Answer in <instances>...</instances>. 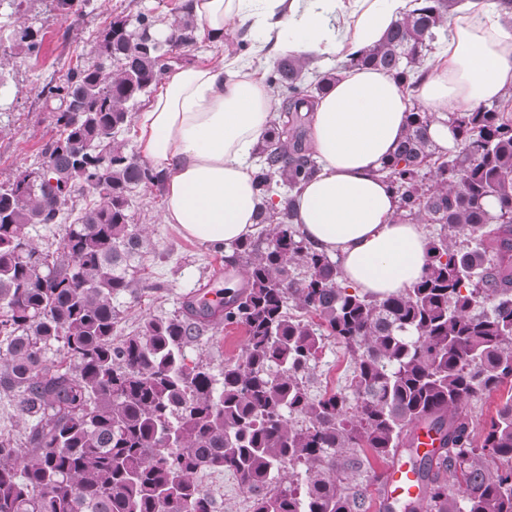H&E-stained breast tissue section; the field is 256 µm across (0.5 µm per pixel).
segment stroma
<instances>
[{"instance_id": "1", "label": "stroma", "mask_w": 512, "mask_h": 512, "mask_svg": "<svg viewBox=\"0 0 512 512\" xmlns=\"http://www.w3.org/2000/svg\"><path fill=\"white\" fill-rule=\"evenodd\" d=\"M182 0H92L84 15L60 16L54 0H26L15 8L12 0H0V36L32 27L45 35L39 60L23 51L0 61V183L13 180L23 171L36 168L41 151L55 133L54 100L42 90L57 84L76 57L89 56L97 31L118 13L153 15L159 25L173 23ZM163 188L155 185L135 191L133 222L149 240L156 259H145L140 274L152 282L153 290L138 299L120 295L112 304L120 314L119 336L133 335L145 318L176 315L185 297L214 299L227 279L238 278L244 264L224 252L214 251L185 238L177 225L160 221ZM245 335L241 327L220 326L208 330L189 352L193 359L223 366L241 353ZM351 359L343 347L330 345L321 355L312 383V393L344 385ZM197 482L211 494L220 512H248L250 499L228 473H199Z\"/></svg>"}]
</instances>
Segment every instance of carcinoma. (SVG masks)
I'll list each match as a JSON object with an SVG mask.
<instances>
[{"mask_svg": "<svg viewBox=\"0 0 512 512\" xmlns=\"http://www.w3.org/2000/svg\"><path fill=\"white\" fill-rule=\"evenodd\" d=\"M456 0H424L379 44L345 66L392 74L407 88ZM90 0H57L66 18ZM160 33L117 14L96 38L91 64L76 63L47 89L55 134L39 177L0 183V393L26 425L24 444L0 433V512H217L198 489L201 470L229 471L252 512H371L370 461L411 452L422 493L402 512H512V387L479 428L469 399L512 384V109L448 114L457 144L441 154L415 104L383 172L402 216L438 226L422 279L370 299L341 285L340 269L295 227L298 185L317 173L306 123L330 78L288 55L267 82L281 99L258 149L264 200L259 240L234 246L246 283L217 304L191 297L170 318L144 320L113 339L112 299L152 287L131 271L149 243L131 222L133 190L160 175L125 151L129 105L157 86L174 50L196 44L187 11ZM0 42L37 58L40 32ZM95 198L66 212L76 190ZM495 199L494 214L484 202ZM64 225L60 253L33 232ZM243 328L241 355L219 375L187 355L210 326ZM354 361L346 385L312 395L326 342ZM423 425L439 447L414 454ZM288 469V485L277 473Z\"/></svg>", "mask_w": 512, "mask_h": 512, "instance_id": "carcinoma-1", "label": "carcinoma"}]
</instances>
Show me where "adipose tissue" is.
I'll return each mask as SVG.
<instances>
[{
	"label": "adipose tissue",
	"mask_w": 512,
	"mask_h": 512,
	"mask_svg": "<svg viewBox=\"0 0 512 512\" xmlns=\"http://www.w3.org/2000/svg\"><path fill=\"white\" fill-rule=\"evenodd\" d=\"M201 40L251 38L249 57L166 72L134 117L142 157L162 176V221L197 244L231 250L254 234L262 198L255 153L278 101L265 69L279 55L348 59L381 42L415 0H190ZM512 95V10L457 0L447 38L414 88L369 67L339 70L311 114L308 148L318 171L296 193V227L339 262L343 285L381 298L424 275L429 242L401 218L382 175L402 140L408 111L436 113L428 135L454 147L447 118Z\"/></svg>",
	"instance_id": "adipose-tissue-1"
}]
</instances>
